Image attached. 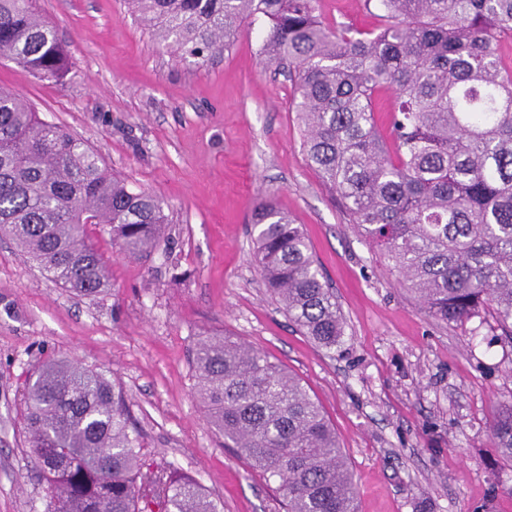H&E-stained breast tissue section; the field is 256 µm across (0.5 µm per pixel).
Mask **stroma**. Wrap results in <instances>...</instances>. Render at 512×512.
I'll use <instances>...</instances> for the list:
<instances>
[{"instance_id": "obj_1", "label": "stroma", "mask_w": 512, "mask_h": 512, "mask_svg": "<svg viewBox=\"0 0 512 512\" xmlns=\"http://www.w3.org/2000/svg\"><path fill=\"white\" fill-rule=\"evenodd\" d=\"M75 67L36 80L0 61V86L97 152L163 204L168 248L114 254L105 291L76 296L0 239V512H44L45 487L24 433L22 389L48 359L111 375L148 463L190 476L223 512H284L274 483L209 424L191 350L224 332L302 379L334 425L358 512H512V463L491 445L512 403V336L491 315L438 321L398 282L335 204L303 152L287 74L261 52L263 21L205 61L160 42L127 0H36ZM320 18L373 30L370 0H316ZM273 199L300 224L336 294V349L302 335L253 260V207Z\"/></svg>"}]
</instances>
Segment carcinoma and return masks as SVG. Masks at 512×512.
<instances>
[{
  "mask_svg": "<svg viewBox=\"0 0 512 512\" xmlns=\"http://www.w3.org/2000/svg\"><path fill=\"white\" fill-rule=\"evenodd\" d=\"M133 2L161 40L198 60L264 18L262 53L296 82L305 160L360 235L433 318L463 325L488 313L512 335V68L500 56L512 0H377L375 31L326 24L314 0ZM0 59L39 80L74 67L33 0H0ZM252 222L269 293L318 346L336 348L344 318L301 227L270 200ZM166 223L156 196L0 88V235L54 282L84 296L106 287L88 226L138 257L161 247ZM192 364L210 424L277 482L285 512H357L336 431L299 377L227 335L201 339ZM24 405L45 512H221L198 483L143 460L125 393L106 373L43 362ZM490 437L512 460L511 403Z\"/></svg>",
  "mask_w": 512,
  "mask_h": 512,
  "instance_id": "carcinoma-1",
  "label": "carcinoma"
}]
</instances>
